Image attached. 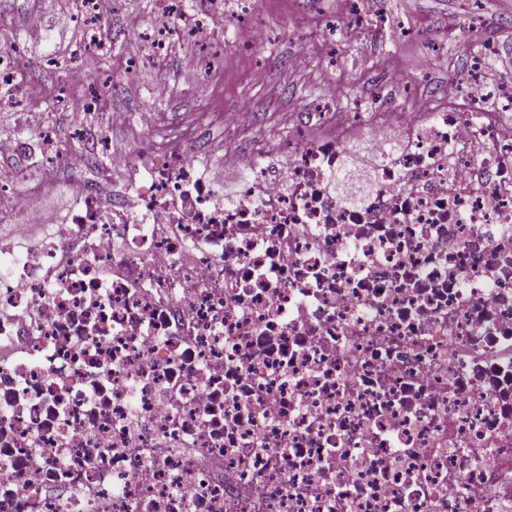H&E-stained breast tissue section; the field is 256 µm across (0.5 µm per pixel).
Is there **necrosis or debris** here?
Wrapping results in <instances>:
<instances>
[{
  "instance_id": "necrosis-or-debris-1",
  "label": "necrosis or debris",
  "mask_w": 512,
  "mask_h": 512,
  "mask_svg": "<svg viewBox=\"0 0 512 512\" xmlns=\"http://www.w3.org/2000/svg\"><path fill=\"white\" fill-rule=\"evenodd\" d=\"M250 0H163L139 37L222 32ZM388 28L378 0L335 20ZM350 113L342 130L246 141L218 161L175 143L73 187L58 224L0 211V512H512V86ZM73 137L0 141V157L78 163ZM490 99L494 112L476 102ZM411 147L350 206L346 140ZM256 157L225 199L223 166ZM123 172L117 182L113 171Z\"/></svg>"
}]
</instances>
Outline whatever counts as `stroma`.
Returning <instances> with one entry per match:
<instances>
[{"mask_svg": "<svg viewBox=\"0 0 512 512\" xmlns=\"http://www.w3.org/2000/svg\"><path fill=\"white\" fill-rule=\"evenodd\" d=\"M122 10L102 22L104 53L79 54L83 27L76 19L60 23L47 11L46 0H0V29L25 39V15L33 9L45 12L46 24L55 34L50 42L28 45L25 50L22 91L13 103H0V138L12 137L15 128L31 132L50 131L62 142L70 138L67 113L56 100L64 90L62 63H70L74 81L103 72L117 73L118 90L128 98L129 120L120 127L110 125L105 108H98L93 131L103 134L111 152L87 155L83 166L73 168L57 162L50 176L42 177V197L61 199L66 184L92 178L109 168L112 151L133 152L141 142L166 136L175 125L202 112H230L251 105L253 126L242 130L233 125L213 126L209 138L216 146L237 143L241 138L271 143L287 138L296 116L330 104L340 112L355 107L370 113L378 101L400 103L398 90L381 91L380 70L384 59L400 55L406 62L407 81L421 91H447L449 68L466 64L487 44L503 46L512 57V0H484L481 22L471 38L449 40L447 48L434 50L418 36L419 30L442 32L449 25H462L472 7L470 0H381L393 26L402 30L398 38L387 33L370 34L360 29H332L331 23L342 0H320L309 8L307 0H255L259 20L269 29L267 42L251 40L248 24L230 18L224 22L222 39L203 43L205 56L221 58L216 70L205 73L193 87L172 81L166 95H157L151 73L152 61L135 36L157 16L159 0H124ZM302 57L301 67L289 69L291 53ZM264 64L272 74L269 83H255V64ZM153 113V127H143L142 113Z\"/></svg>", "mask_w": 512, "mask_h": 512, "instance_id": "35a3bbf8", "label": "stroma"}]
</instances>
